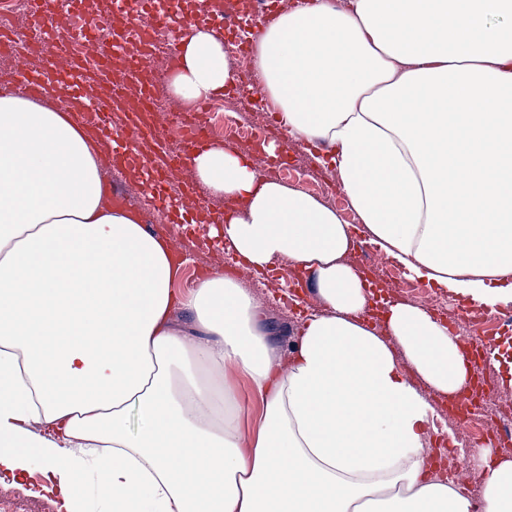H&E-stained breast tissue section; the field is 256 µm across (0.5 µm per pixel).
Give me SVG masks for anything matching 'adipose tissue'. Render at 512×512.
I'll list each match as a JSON object with an SVG mask.
<instances>
[{
	"label": "adipose tissue",
	"instance_id": "adipose-tissue-1",
	"mask_svg": "<svg viewBox=\"0 0 512 512\" xmlns=\"http://www.w3.org/2000/svg\"><path fill=\"white\" fill-rule=\"evenodd\" d=\"M248 37L282 128L335 170L369 243L409 278L512 303V0H298ZM177 56L168 88L185 103L236 80L214 30ZM108 147L0 89V473L40 470L58 512H512V460L492 444L469 456L480 495L433 470L437 411L394 350L451 397L475 367L420 306L387 303L385 335L366 324L372 293L334 210L224 146L192 159L240 204L235 252L303 266L327 307L284 368L232 278L174 292L166 242L106 200ZM230 366L261 401L249 435Z\"/></svg>",
	"mask_w": 512,
	"mask_h": 512
}]
</instances>
